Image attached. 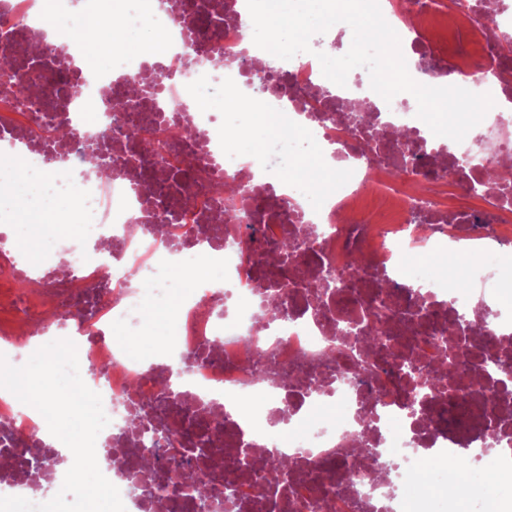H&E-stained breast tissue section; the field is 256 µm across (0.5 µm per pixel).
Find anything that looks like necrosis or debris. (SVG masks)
I'll use <instances>...</instances> for the list:
<instances>
[{
	"mask_svg": "<svg viewBox=\"0 0 512 512\" xmlns=\"http://www.w3.org/2000/svg\"><path fill=\"white\" fill-rule=\"evenodd\" d=\"M128 0L111 9L95 0H54L60 15L96 11L103 53L120 50ZM143 22L172 21L174 48L159 58L129 55L124 72L89 80L76 59L85 42L49 36L38 0H0V153L25 168L78 166L70 197L90 207L96 238L82 232L54 240L32 288L10 302L22 335L0 330V353L12 365L49 336L77 346L81 376L100 394L112 446L101 471L126 512H200L198 489L213 512H436L442 476L432 462L463 451L470 463L453 498L463 512H485L477 485L486 467L512 475V301L489 297L487 254L512 236V193L468 190L495 161L512 155V77L488 80V60L512 39L504 0H379L400 33L401 50L433 79L491 94L494 105L462 142L434 136L408 94L380 98L362 73L342 93L324 82L318 53L338 56L345 29L314 35L311 50L285 67L255 66L242 0H135ZM65 65L59 84L30 96L17 84ZM237 100L263 98L301 117L312 141L332 147L342 172L319 208L300 201L283 178L279 141L257 159L227 153L219 110L190 99L193 88L224 83ZM137 118V133L120 126ZM399 130L397 147L370 141ZM112 155L109 173L88 169L85 142ZM237 217L232 237L217 227ZM466 240L480 252L459 268L461 288L417 268L407 287L401 256L452 248ZM203 251L224 269V285L198 278L199 301H185L169 350L125 357L109 332L140 329L139 284L165 294L177 268ZM367 266L352 278L357 257ZM333 270L334 289L318 286ZM387 336L364 354L360 339L374 315ZM474 355L456 364L444 392L415 397L404 374L430 371L450 345ZM139 429L169 432L145 460ZM377 449L380 471L363 468L356 441ZM46 439L28 405L0 390V496L43 502L65 468L35 471L36 455L60 448ZM298 461L279 467L282 455ZM236 468L237 492L224 499V476Z\"/></svg>",
	"mask_w": 512,
	"mask_h": 512,
	"instance_id": "4bbe7bcc",
	"label": "necrosis or debris"
}]
</instances>
